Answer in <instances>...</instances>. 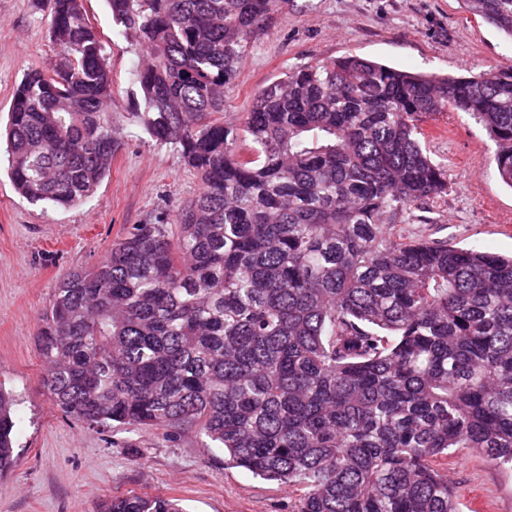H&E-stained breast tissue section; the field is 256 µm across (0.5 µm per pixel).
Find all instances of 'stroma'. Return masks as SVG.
<instances>
[{
    "mask_svg": "<svg viewBox=\"0 0 512 512\" xmlns=\"http://www.w3.org/2000/svg\"><path fill=\"white\" fill-rule=\"evenodd\" d=\"M107 43L112 124L120 146L111 174L87 201L67 209L33 205L0 169V387L16 399V468L0 480V512H98L139 494L178 499L184 512H292L288 487L224 462L196 428L89 429L52 401L38 350L49 300L69 270L104 260L133 225L174 223L200 190L169 147L132 116V75L146 53L113 20L106 0H85ZM47 11L36 0H0V124L23 73L48 63ZM354 54L421 72L459 76L512 65V41L464 0H288L252 42L224 102L238 124L259 90L288 68ZM423 146L448 169V192L405 217V237L512 253V188L499 178L496 145L462 112L423 119ZM458 512H512V470L462 453L447 460Z\"/></svg>",
    "mask_w": 512,
    "mask_h": 512,
    "instance_id": "obj_1",
    "label": "stroma"
}]
</instances>
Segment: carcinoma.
Returning a JSON list of instances; mask_svg holds the SVG:
<instances>
[{"instance_id":"1","label":"carcinoma","mask_w":512,"mask_h":512,"mask_svg":"<svg viewBox=\"0 0 512 512\" xmlns=\"http://www.w3.org/2000/svg\"><path fill=\"white\" fill-rule=\"evenodd\" d=\"M106 2L150 55L133 115L202 191L177 230L136 224L60 279L39 344L55 404L92 429L189 424L225 463L300 491L297 512H457L440 459L512 470V256L395 231L448 192L424 116H472L512 187V66L307 63L226 125L250 39L288 0ZM464 2L512 41V0ZM48 9L54 57L24 73L0 137L18 194L67 209L109 176L118 140L84 0ZM13 408L0 388V476L17 463ZM100 512L182 510L132 494Z\"/></svg>"}]
</instances>
